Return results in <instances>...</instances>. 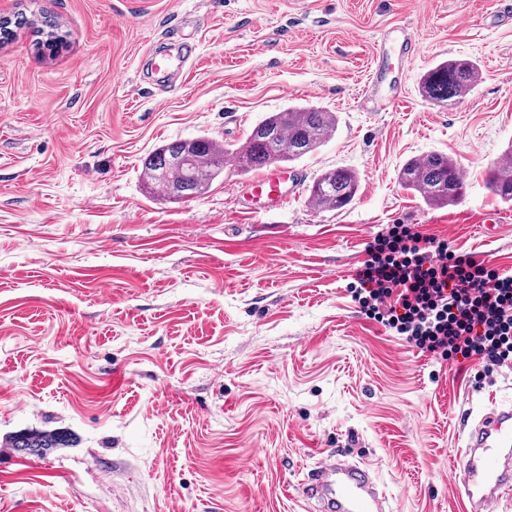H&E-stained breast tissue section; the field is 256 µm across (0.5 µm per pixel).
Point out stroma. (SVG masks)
Segmentation results:
<instances>
[{"instance_id":"stroma-1","label":"stroma","mask_w":512,"mask_h":512,"mask_svg":"<svg viewBox=\"0 0 512 512\" xmlns=\"http://www.w3.org/2000/svg\"><path fill=\"white\" fill-rule=\"evenodd\" d=\"M504 0H0L48 13L0 46V512H306L294 490L328 453L373 468L393 512H464L463 435L512 373L430 355L375 318L348 269L407 224L512 265V205L486 175L512 143V20ZM412 30L414 60L399 54ZM190 37L176 77L144 55ZM386 51L381 83L372 60ZM468 58L452 105L419 83ZM292 105L334 112V136L292 163L283 207L243 213L225 167L196 198L144 186L161 144L232 150ZM453 156L466 192L428 207L399 179ZM357 172L339 211L308 189ZM58 429L38 457L8 446ZM480 78L476 62L467 58L449 59L423 76L422 95L435 104L449 105V102L465 96Z\"/></svg>"}]
</instances>
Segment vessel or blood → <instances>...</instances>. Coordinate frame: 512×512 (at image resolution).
I'll return each instance as SVG.
<instances>
[{"mask_svg": "<svg viewBox=\"0 0 512 512\" xmlns=\"http://www.w3.org/2000/svg\"><path fill=\"white\" fill-rule=\"evenodd\" d=\"M288 171L271 167L235 187L242 211L256 214L288 201ZM381 239H373L365 260L352 268L368 298L403 313L426 299L448 303V330L430 351L480 362L502 355L497 331L512 315V271L460 249L440 255L435 243L420 244L408 268L387 261ZM456 486L467 512H504L512 500V401L493 402L471 426L457 451ZM309 512H390L373 470L329 460L297 487Z\"/></svg>", "mask_w": 512, "mask_h": 512, "instance_id": "vessel-or-blood-1", "label": "vessel or blood"}]
</instances>
